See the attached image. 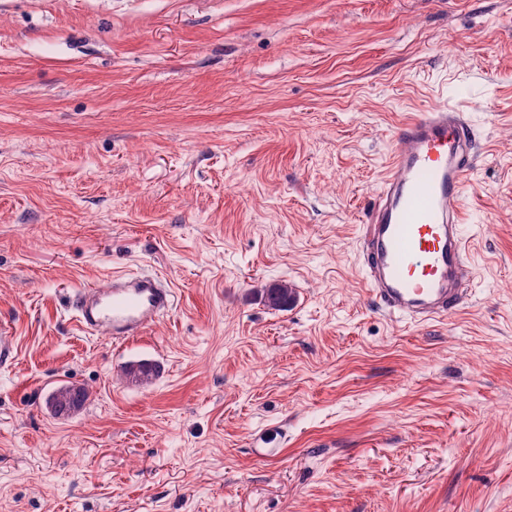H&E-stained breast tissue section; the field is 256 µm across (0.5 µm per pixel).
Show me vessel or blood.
<instances>
[{"instance_id":"1","label":"vessel or blood","mask_w":512,"mask_h":512,"mask_svg":"<svg viewBox=\"0 0 512 512\" xmlns=\"http://www.w3.org/2000/svg\"><path fill=\"white\" fill-rule=\"evenodd\" d=\"M474 159L470 125L449 102L399 125L389 174L361 226L366 286L383 311L424 323L467 298L472 269L460 200ZM174 303L168 282L147 272L113 273L106 287L74 297L80 330L116 341L143 334Z\"/></svg>"}]
</instances>
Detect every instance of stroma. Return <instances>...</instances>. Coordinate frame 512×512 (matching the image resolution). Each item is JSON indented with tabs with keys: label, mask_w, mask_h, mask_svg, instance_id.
<instances>
[{
	"label": "stroma",
	"mask_w": 512,
	"mask_h": 512,
	"mask_svg": "<svg viewBox=\"0 0 512 512\" xmlns=\"http://www.w3.org/2000/svg\"><path fill=\"white\" fill-rule=\"evenodd\" d=\"M441 99L473 282L414 324L360 226ZM115 271L176 295L123 343L72 305ZM2 320L0 512H512V0H0ZM263 303L275 310L285 311L294 302V291L288 283H276L257 292ZM83 395V399L79 401L78 405H74L73 400L75 395ZM52 397V403L48 406L51 413L56 417H68L78 412L86 403L89 397V391L87 388L81 385H62L56 388L50 395Z\"/></svg>",
	"instance_id": "obj_1"
}]
</instances>
